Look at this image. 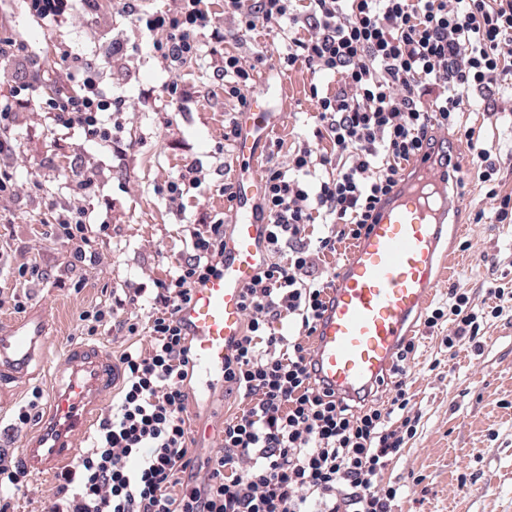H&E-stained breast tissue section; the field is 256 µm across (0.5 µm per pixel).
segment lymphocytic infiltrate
<instances>
[{
  "label": "lymphocytic infiltrate",
  "mask_w": 512,
  "mask_h": 512,
  "mask_svg": "<svg viewBox=\"0 0 512 512\" xmlns=\"http://www.w3.org/2000/svg\"><path fill=\"white\" fill-rule=\"evenodd\" d=\"M99 0H23L26 15L52 30ZM202 0L145 11L136 0L115 9L171 68L195 63L200 35L216 60L213 76L226 96L247 110L255 73L268 63L262 47L236 44L281 22L300 27L280 52L274 76L297 66L338 80L334 94L316 100L314 135L329 140L321 153L303 142L280 162L270 141L259 207L267 212L271 261L243 291L247 330L224 362V382L246 406L224 422L223 445L207 458L199 483L186 426L192 342L177 315L193 289L215 275L224 258V222L191 235V250L169 278L157 282L147 321L131 315L134 296L90 305L79 316L83 334L110 326L128 336L148 332L152 350L121 354L125 378L90 449L57 477L45 512H395L400 485L383 481L406 439L417 433L407 363L414 342L403 343L391 369L385 406L353 409L318 386L308 341L332 282L319 274L320 256L359 240L378 204L407 165L453 129L476 91L512 80V0H224V23ZM59 65L78 73L73 84L44 87L40 57L24 41L0 34V73L12 76L0 95V156L17 152L16 112L36 106L59 134L78 130L86 140L112 143V115L126 99L103 86L99 70L71 46L60 45ZM325 226L310 241V225ZM86 211L53 206L47 240L84 261L91 243ZM449 305L427 315V328L448 322V350L476 339L481 308L468 292L450 289Z\"/></svg>",
  "instance_id": "f902f5d3"
}]
</instances>
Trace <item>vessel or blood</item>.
<instances>
[{"instance_id":"b4317fda","label":"vessel or blood","mask_w":512,"mask_h":512,"mask_svg":"<svg viewBox=\"0 0 512 512\" xmlns=\"http://www.w3.org/2000/svg\"><path fill=\"white\" fill-rule=\"evenodd\" d=\"M283 118L280 112L241 115L243 131L232 157L235 198L224 213L231 226L224 260L178 314L193 341L195 384L204 392L224 378V358L243 332L242 291L269 260L264 244L269 219L258 206L261 185L252 172L264 140ZM459 208L446 159L418 158L352 247L313 338L314 375L337 399H359L385 380L403 337L412 335L414 320L430 298L442 261L450 256L442 238ZM45 336L46 314L38 307L0 327V384L28 377ZM56 376L37 431L20 443L21 464L34 477L55 475L73 461L77 439L89 434L122 369L102 345L82 341L66 348Z\"/></svg>"}]
</instances>
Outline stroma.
<instances>
[{
	"label": "stroma",
	"instance_id": "1",
	"mask_svg": "<svg viewBox=\"0 0 512 512\" xmlns=\"http://www.w3.org/2000/svg\"><path fill=\"white\" fill-rule=\"evenodd\" d=\"M112 4L113 0H101L96 15L75 16L49 32L23 14L18 0H0V25L41 47L50 82L64 76L53 51L56 41L62 40L77 51L91 52L114 91L135 95L145 89L155 97L149 106L117 114L122 139L135 142L126 151L85 141L76 133L57 141L42 112L14 116L19 150L16 156L0 158V163L18 166L21 178L36 179L43 189L21 192L0 205L13 216L12 223H0V297L5 300L0 322L14 319L9 298L18 296L27 307L44 309L50 342L35 362L40 376L16 384L0 397V425L6 427H12L14 412L27 403L32 388L46 387L44 372L57 363L64 345L79 339L83 310L166 279L176 261L190 251L191 233L200 219L221 218L227 209L221 187L232 163V144L224 133L229 117L238 110L236 100L225 97L214 80L207 54L174 73L141 52L131 51L122 60L104 64L102 57L112 42L140 40L134 25L115 14ZM174 78L192 92L181 110L163 91L164 83ZM314 83L323 93H335L337 88L336 80L313 79L303 67L278 79H256L253 98L266 111L286 115L274 133L282 151L312 136ZM490 109L495 112L491 118L486 115ZM460 120L473 132L472 140L453 142L457 162L467 174L459 214L462 226L451 237L453 269L433 285L435 307L446 304L452 288L468 291L480 304L487 301L490 284L512 287V224L498 223L493 210L486 208L471 161L472 144L493 148L497 190L512 194V89L474 92L473 104ZM190 164L200 185L185 193L180 204H173L159 188ZM89 172L95 184L85 206L95 243L91 257L78 262L65 248L44 239L42 225L52 205L68 203ZM480 210L485 216L478 222L474 215ZM33 259L40 263L42 278L16 281L17 266ZM80 280L85 283L81 289L76 286ZM450 330L445 323L432 330L423 322L415 324L418 351L408 367L413 410L420 421L415 437L383 478L404 487L396 512H512V311L485 318L477 349L465 346L449 354L441 338ZM242 407L238 393L222 386L189 396L193 457L202 461L220 450L225 418ZM24 435V430L13 429L5 458H13Z\"/></svg>",
	"mask_w": 512,
	"mask_h": 512
}]
</instances>
